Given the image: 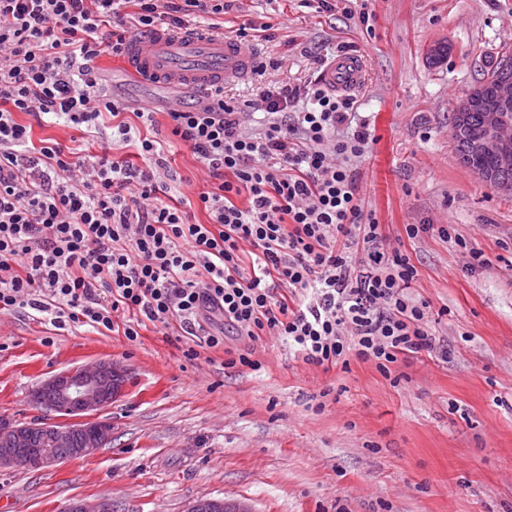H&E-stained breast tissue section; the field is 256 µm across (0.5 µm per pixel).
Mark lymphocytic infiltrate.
Wrapping results in <instances>:
<instances>
[{
	"mask_svg": "<svg viewBox=\"0 0 512 512\" xmlns=\"http://www.w3.org/2000/svg\"><path fill=\"white\" fill-rule=\"evenodd\" d=\"M223 16L224 0H0V311L130 342L146 323H175L191 361L228 333L274 336L306 365L357 361L390 376L436 338L429 302L408 293L412 257L383 248L363 209L350 160L372 138L352 100L264 86L250 131L219 89L147 137L105 90L96 62L124 56L132 35L196 18L220 29ZM302 98L307 110L294 111ZM107 115L99 152L32 142L51 119L90 133ZM179 145L210 181L193 200L171 194ZM131 146L140 165L114 159ZM194 205L207 223L192 221Z\"/></svg>",
	"mask_w": 512,
	"mask_h": 512,
	"instance_id": "f902f5d3",
	"label": "lymphocytic infiltrate"
}]
</instances>
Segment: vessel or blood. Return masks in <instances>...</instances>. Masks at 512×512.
<instances>
[{
	"label": "vessel or blood",
	"instance_id": "1",
	"mask_svg": "<svg viewBox=\"0 0 512 512\" xmlns=\"http://www.w3.org/2000/svg\"><path fill=\"white\" fill-rule=\"evenodd\" d=\"M257 60L256 51L238 39L217 33L156 30L133 36L127 46L125 68L132 79L151 85L179 86L205 93L215 87L247 81ZM366 78L360 57H336L323 71L332 89L359 86Z\"/></svg>",
	"mask_w": 512,
	"mask_h": 512
}]
</instances>
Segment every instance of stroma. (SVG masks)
Masks as SVG:
<instances>
[{"label":"stroma","mask_w":512,"mask_h":512,"mask_svg":"<svg viewBox=\"0 0 512 512\" xmlns=\"http://www.w3.org/2000/svg\"><path fill=\"white\" fill-rule=\"evenodd\" d=\"M224 28L271 25L254 38L263 75L225 86L320 82L336 55L359 54L368 80L350 94L374 144L353 161L365 210L404 246L418 275L409 293L438 318L433 352L399 363V382L373 364L350 371L305 365L276 338L227 336L260 370L224 364V351L183 356L180 328L143 329L141 342L84 329H46L26 311L0 313V418L44 417L33 391L53 374L100 360L124 370L121 395L100 414L112 442L45 470H0V512H66L110 498L115 512H187L201 498L249 512H512V196L458 160L456 102L512 45V0H224ZM451 51L432 62L428 50ZM113 94L167 125L171 98L190 91L127 81L100 57ZM409 224H450L490 260Z\"/></svg>","instance_id":"obj_1"}]
</instances>
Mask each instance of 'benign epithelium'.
I'll return each mask as SVG.
<instances>
[{
	"instance_id": "1",
	"label": "benign epithelium",
	"mask_w": 512,
	"mask_h": 512,
	"mask_svg": "<svg viewBox=\"0 0 512 512\" xmlns=\"http://www.w3.org/2000/svg\"><path fill=\"white\" fill-rule=\"evenodd\" d=\"M475 109L484 113V126L480 138L485 151L494 155L500 164L512 166V81L506 77L492 82L491 95L486 96L477 88L460 98L454 108L455 123H464L467 114ZM482 182L504 195H512V182L495 179L490 173L473 171ZM122 370L111 361H99L58 372L46 379L34 392V401L45 410L64 421L42 419L38 422L17 425L0 422V438L8 447L0 448V469L26 467L48 468L56 464L54 456L44 448L28 447L31 428H40L50 444H64L74 430L89 432L83 453H94L112 441V425L95 419L102 409L112 404L119 390L115 379ZM71 512H113L112 500L97 498L80 500L72 505Z\"/></svg>"
}]
</instances>
